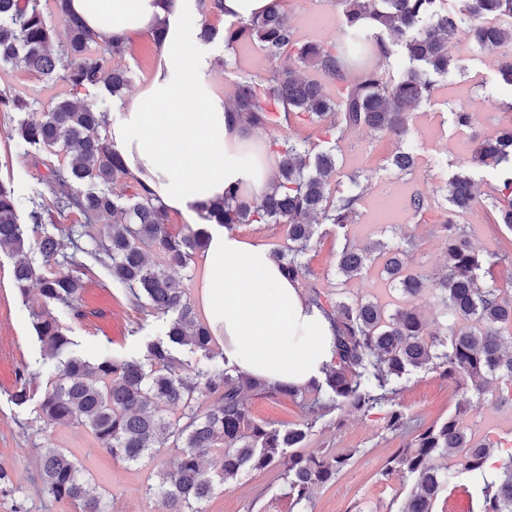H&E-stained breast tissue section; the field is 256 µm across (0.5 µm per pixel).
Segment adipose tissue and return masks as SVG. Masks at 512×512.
<instances>
[{"instance_id":"ef3b65f1","label":"adipose tissue","mask_w":512,"mask_h":512,"mask_svg":"<svg viewBox=\"0 0 512 512\" xmlns=\"http://www.w3.org/2000/svg\"><path fill=\"white\" fill-rule=\"evenodd\" d=\"M99 42L129 40L163 28L148 84L122 104L109 139L127 170L186 223L238 185L261 196L275 160L256 132L210 92L213 58L196 45L202 0H69ZM198 264L197 302L225 358L269 383L305 386L332 359L333 328L288 280L267 245L219 224Z\"/></svg>"}]
</instances>
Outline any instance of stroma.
<instances>
[{
	"instance_id": "obj_1",
	"label": "stroma",
	"mask_w": 512,
	"mask_h": 512,
	"mask_svg": "<svg viewBox=\"0 0 512 512\" xmlns=\"http://www.w3.org/2000/svg\"><path fill=\"white\" fill-rule=\"evenodd\" d=\"M285 10L293 22L302 18L321 20L310 41L326 44L341 35L342 9L336 0H286ZM449 51L460 59L461 66L444 76L426 72V79L434 82L437 90L412 111L406 143L363 128L337 141L336 174L331 184L346 189L351 183H359L362 204L347 237L328 233L310 252L311 277L299 281L300 289H307L313 281L331 299L345 295L387 303L384 286L370 275L346 284L339 282L336 254L346 242L357 247L378 240L401 243L407 245L413 264L430 271L442 269L444 245L439 226L448 220L446 185L463 165L468 166L482 202L458 216V223L467 225L470 236L477 238L476 248L481 253H512V230L493 223L484 205L485 199L500 196L502 183L493 169L468 164L476 139L512 126V87L502 80L499 63L488 62L487 51L467 39L453 40ZM156 62L157 47L147 35L132 40L124 55L110 58L111 66L129 72L125 98L134 97L145 87ZM4 87L24 91L44 105L57 96L67 95L85 103H97L108 96L101 86L73 92L10 64L0 67V88ZM459 111L470 114L468 126L455 125L454 115ZM18 119L16 113L0 112V182L24 199L40 187L47 170L17 147L14 128ZM402 145L415 156V167L406 174L397 173L390 164ZM419 192L427 194L429 208L417 215L410 199ZM12 265V258L0 253V466L10 471L16 487L12 495H0V512H15L20 505L26 512H79L77 505L53 502L42 490L41 457L51 448L75 456L92 488L105 501L106 512H161L159 502L146 496L145 488L161 468L170 464L172 454L129 465L101 449L87 429L29 422L28 410L12 402L10 394L19 371L37 372L45 358L29 316L39 292L31 290L29 298H22L10 278ZM84 281L81 304L89 316L72 325L76 349L82 356L94 360L109 352L129 357L136 354L142 339L160 335L161 321L141 319L113 288L103 269L93 267ZM459 404L468 407L475 420L482 419L491 408L472 389L456 387L438 373L426 371L417 373L395 398L396 409L407 420L401 430H386L384 416L377 412L365 415L342 408L326 416L307 440L306 451L347 453L351 459L334 482L316 489L312 512H388L393 500L412 484L400 473H387L389 459L398 448L410 443L419 428L447 418ZM249 409L255 418L277 425L297 423L303 418L300 407L282 396L253 397ZM288 507L281 470L271 467L225 483L207 502L206 512H288Z\"/></svg>"
}]
</instances>
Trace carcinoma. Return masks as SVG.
<instances>
[{"label":"carcinoma","instance_id":"cac0c4a2","mask_svg":"<svg viewBox=\"0 0 512 512\" xmlns=\"http://www.w3.org/2000/svg\"><path fill=\"white\" fill-rule=\"evenodd\" d=\"M67 0H53L68 42L51 49L43 0H0V62L21 65L41 77H56L73 89L103 84L114 98H123L128 83L122 68L105 70L104 59L91 53L95 35L70 18ZM342 7V38L328 45L299 42L288 22L283 0L247 22L224 23V46L243 40L257 42L266 56L280 64L264 79L242 76L227 110L254 130H278L306 118L342 137L361 126L404 141L411 109L434 95L435 84L422 81L414 70L392 74L384 65L396 49L410 62L422 63L440 75L457 67L449 44L462 36L476 45L500 49L512 45V0H465L476 22L461 27L443 0H338ZM311 68L336 89L296 75L290 62ZM38 101L27 94L0 89V112L22 115L15 128L26 154L73 153L66 165L42 160L49 177L45 190L29 197L25 231L13 190L0 183V252L18 257L11 268L14 287L27 296L31 282L39 285L43 308L31 310L37 340L56 365L44 370L45 385L18 374L11 400L47 425L90 430L112 458L137 464L170 448L177 456L146 486L162 512H206L205 504L224 483L244 472L282 468L289 512H307L315 488L334 479L351 455L301 448L310 431L332 411L348 407L365 414L382 412L389 429L403 427L404 414L394 408L403 383L420 370L440 371L449 382L463 380L491 402L512 384V299L486 279L490 257L472 245L467 226L454 220L472 210L477 193L467 175L448 182V223L441 225L445 241L444 269L429 274L412 267L407 249L380 244L387 279L406 299L392 312L371 301H332L312 286L308 302L332 322L333 357L321 378L303 388L269 384L235 367L215 362L214 336L187 294L178 269L190 267L207 246V235L187 228L169 231L168 211L146 186L124 203L109 187L128 176L121 157L101 130L109 112L66 97L51 102L36 117ZM276 171L259 198L240 186L224 189L211 205L206 221L232 230L239 224H284L288 248L273 253L291 281L310 275L307 254L318 227L332 226L345 242L336 255V275L350 280L366 273L376 257L347 242L362 198L358 183L346 190L331 188L335 173L332 149L313 152L307 141L286 140L278 149ZM471 165L500 172L505 199H492L494 223L512 230V129L478 142ZM401 173L414 167L410 151L391 160ZM79 222L65 231L63 244L50 228L64 213ZM108 224L97 231L103 220ZM37 252L44 272L27 258ZM94 263L123 290L142 316L165 322L164 334L144 342L137 358L106 354L92 361L73 350L71 323L84 319L83 276ZM430 295L444 318L440 332H429L416 301ZM52 305L57 315L44 310ZM201 354L210 364L192 366L179 357L181 348ZM201 393L212 397L205 406ZM284 395L300 403L304 419L281 427L254 418L247 406L251 396ZM466 408L458 405L442 422L421 428L393 459L389 471L413 479L410 489L389 512H433L440 494L456 478L466 476L477 512H512V451L494 475L486 464L495 446L488 441L473 449L454 470L445 461L458 448L471 446L468 431L458 425ZM211 456L209 466L202 458ZM44 493L56 502L68 501L82 512H104L103 499L90 494L83 469L70 454L50 450L40 467Z\"/></svg>","mask_w":512,"mask_h":512}]
</instances>
